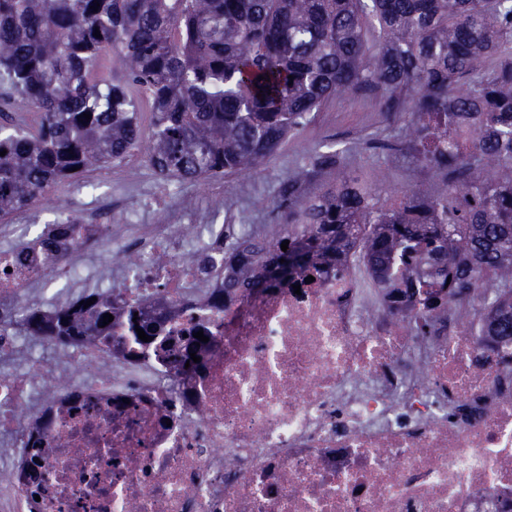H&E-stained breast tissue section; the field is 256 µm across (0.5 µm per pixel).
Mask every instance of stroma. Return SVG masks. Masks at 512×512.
<instances>
[{
    "mask_svg": "<svg viewBox=\"0 0 512 512\" xmlns=\"http://www.w3.org/2000/svg\"><path fill=\"white\" fill-rule=\"evenodd\" d=\"M405 140V122L388 120L378 92L349 89L332 97L258 168L221 179L173 185L167 193L168 204L183 213L184 224L195 238L204 234L207 225L222 222L228 214L243 229L263 235L279 223L280 190L294 179H302L305 193L316 194L343 176H359L382 184L381 201L385 204L405 190L435 191L441 173L411 156L400 155L396 146ZM333 151L340 154L337 167L320 177L303 179V171L318 154ZM82 181L83 191L64 186L57 195L28 207V223L52 221L59 195L67 197L76 210L94 212L112 203L126 211L131 224H149L157 216L143 204L155 188L143 152H133L121 164L86 173Z\"/></svg>",
    "mask_w": 512,
    "mask_h": 512,
    "instance_id": "obj_1",
    "label": "stroma"
}]
</instances>
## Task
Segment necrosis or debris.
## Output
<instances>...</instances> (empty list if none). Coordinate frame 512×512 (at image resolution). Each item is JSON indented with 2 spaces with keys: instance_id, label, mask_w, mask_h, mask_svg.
Returning a JSON list of instances; mask_svg holds the SVG:
<instances>
[{
  "instance_id": "necrosis-or-debris-1",
  "label": "necrosis or debris",
  "mask_w": 512,
  "mask_h": 512,
  "mask_svg": "<svg viewBox=\"0 0 512 512\" xmlns=\"http://www.w3.org/2000/svg\"><path fill=\"white\" fill-rule=\"evenodd\" d=\"M46 246L1 224L0 512H512V339L471 322L444 288L394 298L357 254L252 295L224 290L228 226L185 259L162 223L89 224L73 210ZM133 250L113 290L174 313L147 346L58 343L19 366L33 287L69 282L91 253ZM164 263H157L158 255ZM429 306L427 328L414 313ZM208 342L176 375L185 334Z\"/></svg>"
}]
</instances>
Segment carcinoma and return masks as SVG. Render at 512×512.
<instances>
[{"label": "carcinoma", "mask_w": 512, "mask_h": 512, "mask_svg": "<svg viewBox=\"0 0 512 512\" xmlns=\"http://www.w3.org/2000/svg\"><path fill=\"white\" fill-rule=\"evenodd\" d=\"M511 43L512 0H0V112L11 129L0 135V215L121 163L141 146L142 99L152 114L147 166L192 183L256 168L339 92L377 86L389 112L409 92L407 146L443 173L441 186L383 206L360 177L315 196L291 180L272 230L283 236L264 251L225 253V286L256 290L266 284L260 267L285 259L303 273L358 241L383 287H429L406 274L422 255L451 302L471 288L458 263L467 255L492 280L474 310L493 307V335L512 336ZM110 56L122 73L106 79ZM492 58L500 64L490 70ZM473 115L476 136L457 140ZM338 162L320 154L304 177ZM135 312L92 291L33 308L25 331L58 342L116 327L136 343L138 328L162 336V318ZM196 342L186 339L176 372Z\"/></svg>", "instance_id": "cac0c4a2"}]
</instances>
